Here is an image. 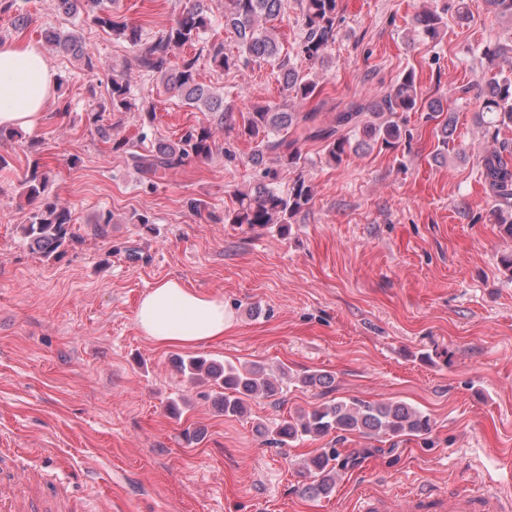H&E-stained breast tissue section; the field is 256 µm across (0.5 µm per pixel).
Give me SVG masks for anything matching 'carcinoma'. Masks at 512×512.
<instances>
[{
  "mask_svg": "<svg viewBox=\"0 0 512 512\" xmlns=\"http://www.w3.org/2000/svg\"><path fill=\"white\" fill-rule=\"evenodd\" d=\"M212 0H186L185 7L174 22L157 33L152 40L142 42L141 27L117 12V0H60L67 15L84 12L93 22L112 33L118 40L135 49L134 65L138 72L159 78L165 92L181 98L185 105L200 112H216L213 119L201 121L186 130L175 141L156 140L146 144L148 134L141 132L137 141L111 138V127L100 124L106 111L143 114L142 126H151L156 118L151 105L132 102L131 82L125 70L116 71L108 81L107 99L90 109V121L102 138L112 143V152L124 155L126 162L141 177L143 183L154 185L192 160H207L219 147L218 132L223 128H238L253 144L251 162L258 168L257 180L250 190L235 194L234 206L220 217L212 212L206 219L213 223L247 225L250 228L288 224L304 212L313 199V188L302 179L283 191L278 185L280 169L296 168L301 164L299 139L325 142L330 161L339 163L353 149L352 141L361 133L386 146L401 139L399 114L426 111L427 119H437L443 111L436 100L426 101L418 92L414 70L406 71L392 88L351 103L334 113L330 123L322 119L326 100L313 80L300 74L289 56L281 55L280 46L267 23L281 15L283 0H224V27L234 31L237 52L224 51V42L209 35L213 30ZM487 13L498 19L512 21V0H483ZM305 33L299 43L298 55L312 63L328 61L329 47L336 38L338 0H301ZM414 29L426 39L435 40L445 27L443 17L430 8L422 9L413 19ZM46 40L72 54L86 72L97 68L96 57L73 32L61 35L51 31ZM488 61L480 79L461 87L464 95L474 93L478 103L480 123L496 146L485 149L479 157L480 178L498 201L497 223L503 234L512 238V144L500 140L501 130L512 127V76L497 69V61L512 62V43H495L483 48ZM263 61L277 67L282 75L284 90L296 100L293 105L255 104L246 112L235 113L224 106V99L198 82L202 65L221 70L238 69ZM453 108H448V120L437 130L435 157L448 156L450 127L454 125ZM271 156L269 166L264 157ZM49 171L39 161H33L22 185L30 207V223L21 225V232L30 248L49 258L61 253L73 240L72 212L59 197L45 195ZM181 371L191 384L211 380L221 389V411L227 417H242L247 413V401L258 396H276L288 372L274 376L260 365L238 368L201 357H192L181 365ZM303 387L330 388L332 375L326 372L307 373L297 378ZM430 418L402 401L367 402L354 399H332L303 411L279 423L271 433L274 443L287 446L304 438H322L332 434L342 436L357 433L368 437L393 439L401 436H425L430 433ZM336 448H322L302 464L312 482L304 488L312 498L328 496L336 485L343 468Z\"/></svg>",
  "mask_w": 512,
  "mask_h": 512,
  "instance_id": "carcinoma-1",
  "label": "carcinoma"
}]
</instances>
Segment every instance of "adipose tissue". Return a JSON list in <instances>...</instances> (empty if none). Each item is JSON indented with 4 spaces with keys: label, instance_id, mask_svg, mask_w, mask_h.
<instances>
[{
    "label": "adipose tissue",
    "instance_id": "obj_1",
    "mask_svg": "<svg viewBox=\"0 0 512 512\" xmlns=\"http://www.w3.org/2000/svg\"><path fill=\"white\" fill-rule=\"evenodd\" d=\"M55 84L56 74L36 44H0V127L38 126ZM136 323L158 346L192 348L222 341L230 321L223 299L164 279L141 298Z\"/></svg>",
    "mask_w": 512,
    "mask_h": 512
}]
</instances>
